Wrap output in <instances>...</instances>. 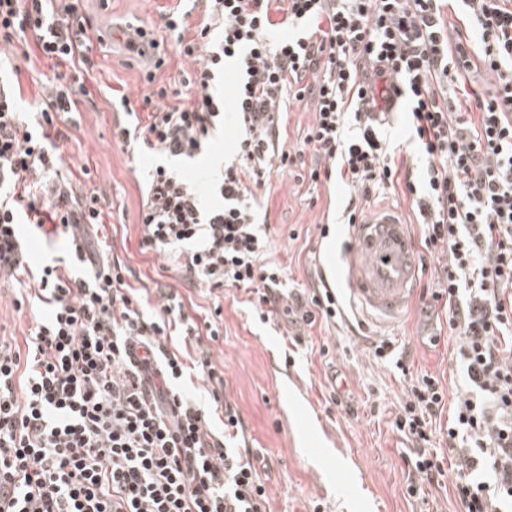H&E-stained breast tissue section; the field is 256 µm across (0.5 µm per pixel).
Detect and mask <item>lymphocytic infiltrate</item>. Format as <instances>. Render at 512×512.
<instances>
[{"mask_svg": "<svg viewBox=\"0 0 512 512\" xmlns=\"http://www.w3.org/2000/svg\"><path fill=\"white\" fill-rule=\"evenodd\" d=\"M161 20L187 66L180 98L166 103L159 89L143 100L146 123L119 131L160 158L140 189L142 251L172 258L189 284L254 294L261 320H336L345 311L323 278L282 293L285 268L264 258L268 209L255 189L308 148L311 183L354 190L337 223H355L376 191L398 190L426 249L444 257L423 307L445 308L464 386L452 398L424 374L406 388L393 421L412 443L406 494L450 470L460 512H512V0H205L191 36L180 6ZM91 28L76 0H0V61L29 36L35 56L83 82ZM229 64L240 135L206 208L171 160L210 150ZM18 93L16 72L0 71V275L22 279L14 307L49 313L23 343L0 340V512H267L223 388L202 401L180 387L190 373L217 377L209 353L188 361L169 348L177 327L195 333L193 318L170 295L145 316L121 266L87 257L100 198L75 196L45 144L46 128L76 106L72 86H48L34 129ZM306 98L314 120L304 149H291L284 119ZM395 99L407 115L401 147L379 110ZM48 222L68 255L30 267L22 229Z\"/></svg>", "mask_w": 512, "mask_h": 512, "instance_id": "lymphocytic-infiltrate-1", "label": "lymphocytic infiltrate"}]
</instances>
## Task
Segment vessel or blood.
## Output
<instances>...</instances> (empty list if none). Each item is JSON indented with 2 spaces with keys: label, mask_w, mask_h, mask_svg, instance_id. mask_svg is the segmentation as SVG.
I'll return each mask as SVG.
<instances>
[{
  "label": "vessel or blood",
  "mask_w": 512,
  "mask_h": 512,
  "mask_svg": "<svg viewBox=\"0 0 512 512\" xmlns=\"http://www.w3.org/2000/svg\"><path fill=\"white\" fill-rule=\"evenodd\" d=\"M353 249L347 261L349 291L362 310L383 319L398 316L413 299L418 279L414 244L391 210L349 225Z\"/></svg>",
  "instance_id": "obj_1"
}]
</instances>
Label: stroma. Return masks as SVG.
<instances>
[{"label": "stroma", "instance_id": "1", "mask_svg": "<svg viewBox=\"0 0 512 512\" xmlns=\"http://www.w3.org/2000/svg\"><path fill=\"white\" fill-rule=\"evenodd\" d=\"M176 3L83 0L81 9L97 33L89 51L94 67L86 82L88 95L78 96L76 112L56 123L66 134L60 142L62 176L74 192L97 188L106 214L98 234L112 247L110 259L126 267L127 282L142 297L146 312L156 310L162 292L174 290L196 321L221 313L220 333L210 349L224 373V393L244 420L248 448L260 462L270 512H459L450 475L442 487L427 486L420 497H406L410 443L392 426L409 376L434 375L447 384L449 395L457 393L459 382L448 364L457 341L444 317L423 312L415 300L396 320L378 325L357 313L345 293L344 324H292L284 315L265 323L245 291L192 287L166 257L141 252L140 185L154 158L115 141L114 128L128 117L113 109L112 97L127 96L139 118H146L143 98L157 85L180 89V66L175 55H168L154 83H147L146 60L99 35L119 25L146 24L155 26L160 43L170 44L159 29L160 11ZM19 67L20 106L35 122L54 72L66 74L70 68L35 57ZM236 134L233 114L225 113L209 154L175 158L171 164L205 184L218 157L231 153ZM84 166L90 167L92 182L81 176ZM258 193L268 205L272 228L268 256L285 267L287 289L309 287L318 251L342 264L350 240L332 219L350 196L345 185L311 187L307 168L296 166L272 173ZM324 224L329 227L325 238L320 235ZM17 286L15 279L0 278V336L23 337L45 315L36 304L15 311ZM382 337L403 353L408 374L374 357L372 343Z\"/></svg>", "mask_w": 512, "mask_h": 512}]
</instances>
